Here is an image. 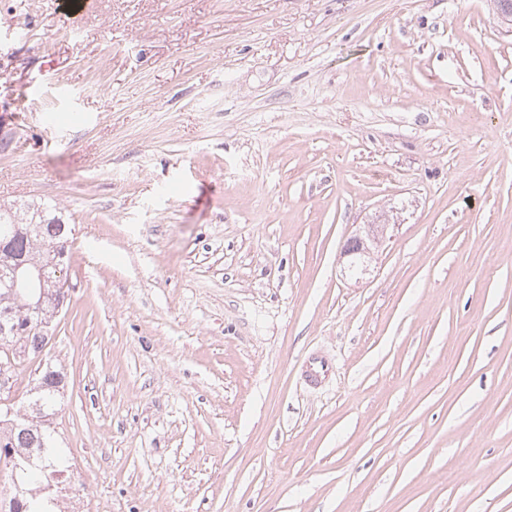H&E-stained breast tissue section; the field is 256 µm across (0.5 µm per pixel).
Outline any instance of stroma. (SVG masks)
Listing matches in <instances>:
<instances>
[{
    "instance_id": "stroma-1",
    "label": "stroma",
    "mask_w": 512,
    "mask_h": 512,
    "mask_svg": "<svg viewBox=\"0 0 512 512\" xmlns=\"http://www.w3.org/2000/svg\"><path fill=\"white\" fill-rule=\"evenodd\" d=\"M32 201L74 227L40 360L85 512H512L487 0H0V206ZM333 371L332 363L323 356H314L309 360L305 371L306 381L311 386L321 384Z\"/></svg>"
}]
</instances>
